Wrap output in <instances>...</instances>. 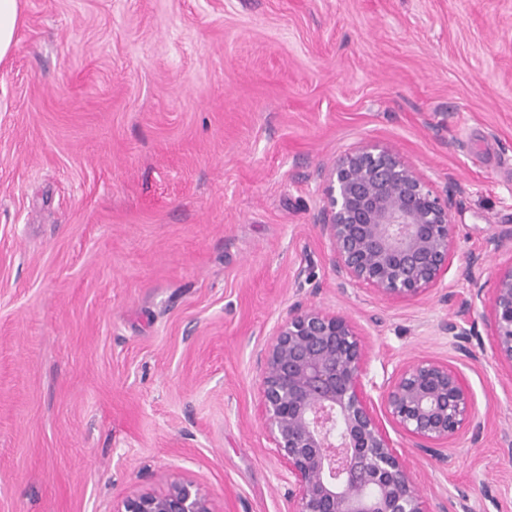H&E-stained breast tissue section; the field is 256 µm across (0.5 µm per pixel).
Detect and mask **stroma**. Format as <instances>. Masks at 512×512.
<instances>
[{
  "mask_svg": "<svg viewBox=\"0 0 512 512\" xmlns=\"http://www.w3.org/2000/svg\"><path fill=\"white\" fill-rule=\"evenodd\" d=\"M377 145L452 194L426 295L337 285L323 170ZM512 0H23L0 61V512H116L190 478L289 512L258 351L298 303L383 384L460 367L482 422L441 457L386 430L430 506L512 512V370L468 288L512 265ZM477 257L468 267L469 257Z\"/></svg>",
  "mask_w": 512,
  "mask_h": 512,
  "instance_id": "stroma-1",
  "label": "stroma"
}]
</instances>
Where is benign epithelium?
I'll return each instance as SVG.
<instances>
[{
    "mask_svg": "<svg viewBox=\"0 0 512 512\" xmlns=\"http://www.w3.org/2000/svg\"><path fill=\"white\" fill-rule=\"evenodd\" d=\"M318 228L330 243L340 286L364 284L386 298L430 292L448 272L452 196L437 195L397 152L364 146L323 175ZM483 309L497 359L512 367V265L494 286L471 279L468 298L445 330L460 344L471 311ZM259 405L288 470L292 512H431L409 463L395 450L385 416L431 455L479 428L461 368L435 360L403 366L382 385L367 379L368 348L348 317L294 305L258 354ZM378 392L373 398L371 391ZM116 512H214L209 492L189 478L162 492H135Z\"/></svg>",
    "mask_w": 512,
    "mask_h": 512,
    "instance_id": "1",
    "label": "benign epithelium"
}]
</instances>
